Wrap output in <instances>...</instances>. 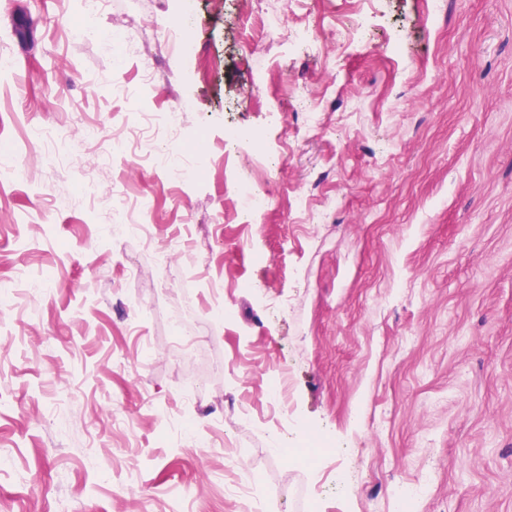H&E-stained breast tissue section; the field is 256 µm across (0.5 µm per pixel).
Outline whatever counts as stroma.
Segmentation results:
<instances>
[{
    "label": "stroma",
    "mask_w": 512,
    "mask_h": 512,
    "mask_svg": "<svg viewBox=\"0 0 512 512\" xmlns=\"http://www.w3.org/2000/svg\"><path fill=\"white\" fill-rule=\"evenodd\" d=\"M166 2L89 20L79 0H0V288L49 282L0 299V512H168L186 485L182 512H236L226 488L246 479L263 512H512V0H262L312 29L297 45L245 0H191L193 57L162 47ZM358 12L366 52L345 36ZM310 103L324 129L302 138ZM171 106L182 136L150 128L177 183L112 149ZM235 131L260 132L278 170L254 224L224 193L255 161L225 147ZM117 224L180 236L170 277ZM283 367L300 430L336 445L308 468L269 408ZM192 379L190 425L223 422V455L154 420ZM399 481L427 490L402 510Z\"/></svg>",
    "instance_id": "obj_1"
}]
</instances>
